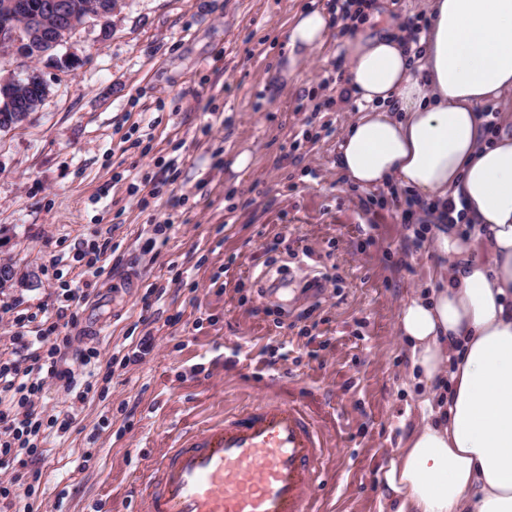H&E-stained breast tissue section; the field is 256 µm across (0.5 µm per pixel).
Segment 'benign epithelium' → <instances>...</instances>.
<instances>
[{
  "label": "benign epithelium",
  "mask_w": 512,
  "mask_h": 512,
  "mask_svg": "<svg viewBox=\"0 0 512 512\" xmlns=\"http://www.w3.org/2000/svg\"><path fill=\"white\" fill-rule=\"evenodd\" d=\"M56 23L47 26L29 18L24 0H0V15L10 21L0 24V49L24 58L43 57L61 46L76 27L93 18L106 20L112 14L109 0H62L56 5ZM27 83L13 75L0 76V112L12 113L7 127L19 125L37 111L48 94L39 71H28Z\"/></svg>",
  "instance_id": "benign-epithelium-1"
}]
</instances>
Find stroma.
Returning a JSON list of instances; mask_svg holds the SVG:
<instances>
[{"instance_id": "35a3bbf8", "label": "stroma", "mask_w": 512, "mask_h": 512, "mask_svg": "<svg viewBox=\"0 0 512 512\" xmlns=\"http://www.w3.org/2000/svg\"><path fill=\"white\" fill-rule=\"evenodd\" d=\"M329 2L119 0L57 56L0 52L1 75L34 67L48 86L0 130V265L15 272L0 360L62 306L60 334H90L102 354L86 397L54 387L38 406L54 431L43 461L13 467L26 493L7 512H140L132 486L183 428L262 393L294 395L328 430L325 512H393L383 469L416 404L397 318L445 259L406 190H359L336 169L355 116L321 81L346 71L339 26L298 77L275 70L293 15ZM243 150L252 165L233 174ZM93 242L109 250L91 278L80 256ZM281 266L275 298L262 274ZM322 274L323 293L304 294ZM67 285L89 294L66 305Z\"/></svg>"}]
</instances>
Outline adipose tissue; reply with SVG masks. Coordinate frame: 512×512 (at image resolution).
Wrapping results in <instances>:
<instances>
[{
  "label": "adipose tissue",
  "instance_id": "obj_1",
  "mask_svg": "<svg viewBox=\"0 0 512 512\" xmlns=\"http://www.w3.org/2000/svg\"><path fill=\"white\" fill-rule=\"evenodd\" d=\"M428 16L416 38L368 11L337 47L359 108L340 174L418 196L449 259L398 316L418 419L383 481L395 512H512V135L481 115L512 99V0H428ZM330 25L324 8L294 14L282 77Z\"/></svg>",
  "mask_w": 512,
  "mask_h": 512
}]
</instances>
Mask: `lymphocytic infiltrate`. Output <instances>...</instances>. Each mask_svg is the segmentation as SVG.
Returning a JSON list of instances; mask_svg holds the SVG:
<instances>
[{
  "instance_id": "lymphocytic-infiltrate-1",
  "label": "lymphocytic infiltrate",
  "mask_w": 512,
  "mask_h": 512,
  "mask_svg": "<svg viewBox=\"0 0 512 512\" xmlns=\"http://www.w3.org/2000/svg\"><path fill=\"white\" fill-rule=\"evenodd\" d=\"M59 324L46 318L40 335L21 337L28 365L0 362V463L19 466L36 462L47 438L43 423L34 413L50 385L72 390L91 388L100 363L94 347H77L72 337L59 336Z\"/></svg>"
}]
</instances>
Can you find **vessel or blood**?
<instances>
[{
    "label": "vessel or blood",
    "instance_id": "vessel-or-blood-1",
    "mask_svg": "<svg viewBox=\"0 0 512 512\" xmlns=\"http://www.w3.org/2000/svg\"><path fill=\"white\" fill-rule=\"evenodd\" d=\"M328 438L293 399L180 434L139 490L142 512H320Z\"/></svg>",
    "mask_w": 512,
    "mask_h": 512
}]
</instances>
